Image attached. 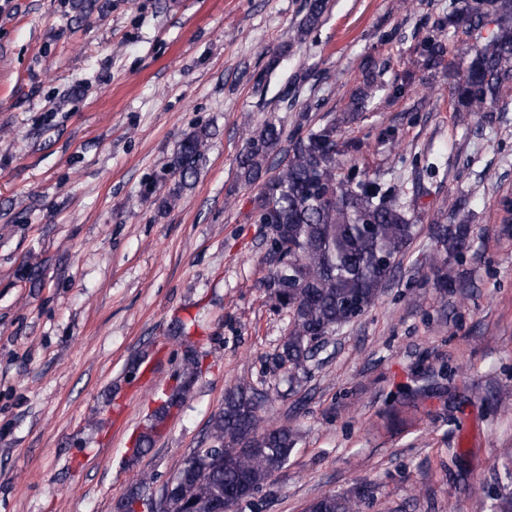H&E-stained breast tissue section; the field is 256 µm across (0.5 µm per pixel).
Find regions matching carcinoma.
<instances>
[{
	"mask_svg": "<svg viewBox=\"0 0 512 512\" xmlns=\"http://www.w3.org/2000/svg\"><path fill=\"white\" fill-rule=\"evenodd\" d=\"M327 7L328 0H307L298 36L319 25ZM450 8L448 25H437L421 45L425 64H437L445 40H453L456 33L470 35L492 26L478 43L455 45L465 70L454 87L453 104L457 112H495L512 85V0H465L462 7L455 0ZM381 73L368 66L362 85L350 94L354 105L364 108L375 99ZM209 136L205 128L183 135L168 166L175 187L159 199V206H171L188 186L204 159ZM283 136L282 126L272 119L265 122L247 139L237 174L243 186L259 187L258 219L278 227L275 241L283 248L286 269L296 279L297 287L282 288L278 270L270 267L265 285L274 305L288 313L282 357L300 370L312 357L314 335L339 330L376 303L418 229L396 187L371 180L355 167L340 172L338 156L357 146L339 141L336 122L293 135L278 172L269 176L268 159ZM469 233V225L462 222L432 225L431 235L441 246L429 257L438 287H453L450 258L468 247ZM384 256L392 264H383ZM198 365L195 352L186 351L180 382L155 410L151 426L138 438L136 452L152 447L156 430L172 408L191 396ZM264 401L265 396L251 386L226 393L224 407L210 425L213 445L191 450L190 455L203 463L170 498L165 512H209L208 506L223 498L242 476L258 492L270 485L273 474L292 455L297 435L289 427L265 425L259 414ZM316 501L323 512H362L364 493L350 497L325 493Z\"/></svg>",
	"mask_w": 512,
	"mask_h": 512,
	"instance_id": "obj_1",
	"label": "carcinoma"
}]
</instances>
